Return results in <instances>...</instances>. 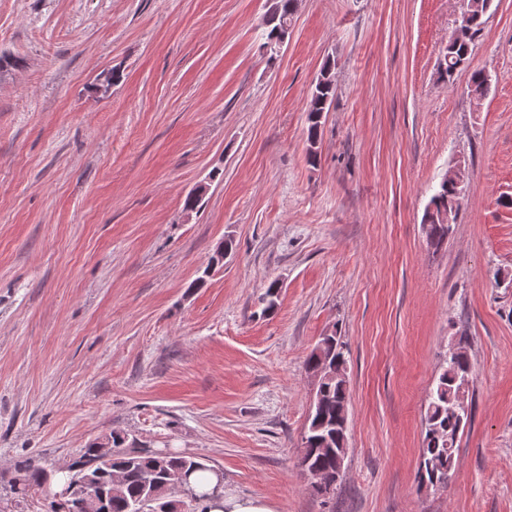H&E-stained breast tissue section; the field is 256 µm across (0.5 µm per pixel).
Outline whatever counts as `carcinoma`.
Masks as SVG:
<instances>
[{
    "label": "carcinoma",
    "mask_w": 512,
    "mask_h": 512,
    "mask_svg": "<svg viewBox=\"0 0 512 512\" xmlns=\"http://www.w3.org/2000/svg\"><path fill=\"white\" fill-rule=\"evenodd\" d=\"M294 0H274L264 21L262 48L272 51L278 39L286 34L285 23L293 9ZM492 0H482V8L474 13L464 28L456 31L448 41L443 74L450 77L466 65L470 48L486 23ZM336 86L315 87L306 104L307 143L321 137L323 113L329 110L335 98ZM458 190L440 183L430 197L424 211V223L430 226V245L441 248L448 241L452 225L442 221L440 214L448 213L457 219ZM322 346L311 351L306 359V371L311 372L328 363H346L341 337L333 334L321 339ZM468 344L460 339L456 351L440 366L435 386L428 396L424 415L422 466L425 473L418 474L420 482L433 483V478L448 475V467L456 466V443L460 432L459 420L468 419L469 407H460L459 392L464 378L472 376ZM324 398L314 407L301 439L299 466L316 468L333 480L336 455L323 451L327 436L340 439L343 422L348 421L350 381L348 372L339 377L321 381ZM462 408L461 416L451 408ZM125 438L111 434L104 441L89 444L68 467L59 501L52 512H178L173 494L182 488L188 474L207 470L209 466L193 456L163 451H139L125 448ZM23 476L10 487L11 494L24 499L48 480L40 467L28 463L22 467Z\"/></svg>",
    "instance_id": "carcinoma-1"
}]
</instances>
